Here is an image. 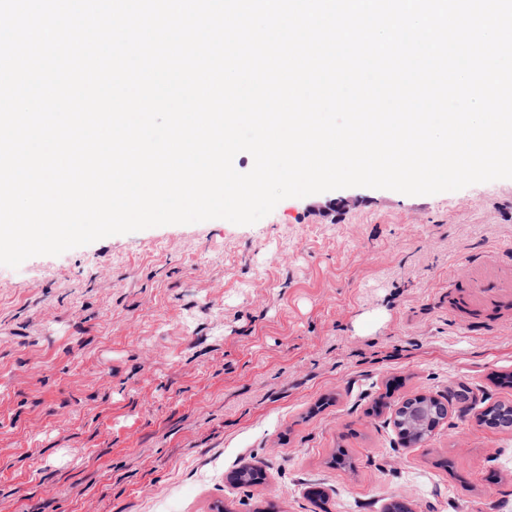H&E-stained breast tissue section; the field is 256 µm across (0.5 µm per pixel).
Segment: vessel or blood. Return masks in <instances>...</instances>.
I'll return each instance as SVG.
<instances>
[{
    "label": "vessel or blood",
    "instance_id": "obj_1",
    "mask_svg": "<svg viewBox=\"0 0 512 512\" xmlns=\"http://www.w3.org/2000/svg\"><path fill=\"white\" fill-rule=\"evenodd\" d=\"M471 266L475 287L449 300V309L505 317L512 311V264L490 252L473 259Z\"/></svg>",
    "mask_w": 512,
    "mask_h": 512
}]
</instances>
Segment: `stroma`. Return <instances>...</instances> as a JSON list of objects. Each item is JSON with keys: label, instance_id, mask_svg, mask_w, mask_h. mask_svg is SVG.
Masks as SVG:
<instances>
[{"label": "stroma", "instance_id": "stroma-1", "mask_svg": "<svg viewBox=\"0 0 512 512\" xmlns=\"http://www.w3.org/2000/svg\"><path fill=\"white\" fill-rule=\"evenodd\" d=\"M489 251L512 263V179L345 188L0 265V512H312V486L331 512H499L512 431L482 403L410 448L371 409L463 382L512 400L492 379L512 317L448 315ZM244 460L261 484L229 482Z\"/></svg>", "mask_w": 512, "mask_h": 512}]
</instances>
